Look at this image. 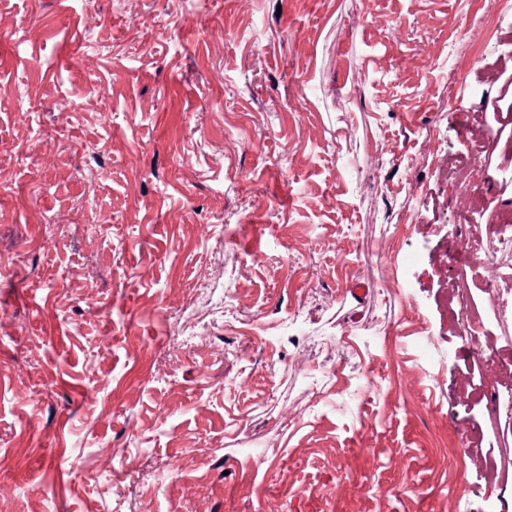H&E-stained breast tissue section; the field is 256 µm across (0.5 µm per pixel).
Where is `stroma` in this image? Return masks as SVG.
Wrapping results in <instances>:
<instances>
[{
  "label": "stroma",
  "instance_id": "35a3bbf8",
  "mask_svg": "<svg viewBox=\"0 0 512 512\" xmlns=\"http://www.w3.org/2000/svg\"><path fill=\"white\" fill-rule=\"evenodd\" d=\"M51 2L0 0V512H512V0Z\"/></svg>",
  "mask_w": 512,
  "mask_h": 512
}]
</instances>
